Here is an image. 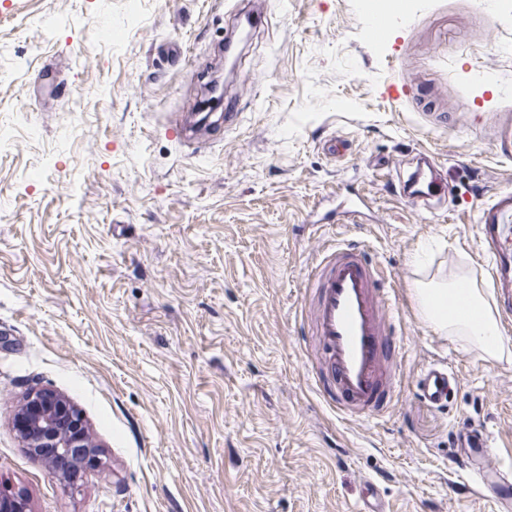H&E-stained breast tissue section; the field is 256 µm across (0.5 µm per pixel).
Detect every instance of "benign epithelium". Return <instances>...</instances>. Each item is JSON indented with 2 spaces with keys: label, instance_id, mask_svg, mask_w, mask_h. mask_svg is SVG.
<instances>
[{
  "label": "benign epithelium",
  "instance_id": "obj_1",
  "mask_svg": "<svg viewBox=\"0 0 512 512\" xmlns=\"http://www.w3.org/2000/svg\"><path fill=\"white\" fill-rule=\"evenodd\" d=\"M14 427L34 451L49 448L68 451L73 464L66 474L72 479L94 455L81 413L67 398L56 393L37 391L28 395L16 415ZM0 512H30L26 494L9 489L1 492Z\"/></svg>",
  "mask_w": 512,
  "mask_h": 512
}]
</instances>
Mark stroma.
I'll return each mask as SVG.
<instances>
[{
	"instance_id": "obj_1",
	"label": "stroma",
	"mask_w": 512,
	"mask_h": 512,
	"mask_svg": "<svg viewBox=\"0 0 512 512\" xmlns=\"http://www.w3.org/2000/svg\"><path fill=\"white\" fill-rule=\"evenodd\" d=\"M260 2L224 93L236 126L182 144L166 131L197 108L226 0H0V491L31 512H356L370 480L387 512H503L512 360L434 331L413 289L493 288L479 225L512 191V0ZM421 151L447 205L393 187ZM353 193L361 216L319 227ZM333 239L368 242L395 289L401 387L377 419L313 387L304 281ZM437 361L443 410L413 393ZM33 390L85 420L100 462L77 481L14 428ZM477 429L494 455L452 471Z\"/></svg>"
}]
</instances>
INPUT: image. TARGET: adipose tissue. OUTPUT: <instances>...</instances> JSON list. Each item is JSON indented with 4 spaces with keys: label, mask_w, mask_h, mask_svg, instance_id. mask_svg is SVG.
<instances>
[{
    "label": "adipose tissue",
    "mask_w": 512,
    "mask_h": 512,
    "mask_svg": "<svg viewBox=\"0 0 512 512\" xmlns=\"http://www.w3.org/2000/svg\"><path fill=\"white\" fill-rule=\"evenodd\" d=\"M416 294L422 316L434 330L462 337L489 359L512 355L492 302L474 281L458 275L447 282H420Z\"/></svg>",
    "instance_id": "adipose-tissue-1"
}]
</instances>
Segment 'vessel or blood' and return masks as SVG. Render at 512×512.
I'll use <instances>...</instances> for the list:
<instances>
[{
	"mask_svg": "<svg viewBox=\"0 0 512 512\" xmlns=\"http://www.w3.org/2000/svg\"><path fill=\"white\" fill-rule=\"evenodd\" d=\"M402 191L425 204L448 199L447 185L425 154L403 181ZM482 238L497 260L512 250L504 225H483ZM492 278L504 315L511 318L512 283L498 264ZM382 281V270L362 241L329 245L305 280L313 296L307 330L320 349L312 372L326 402L344 419L383 416L398 394L391 291ZM451 380L448 368L428 366L415 380L414 395L426 406L444 407Z\"/></svg>",
	"mask_w": 512,
	"mask_h": 512,
	"instance_id": "vessel-or-blood-1",
	"label": "vessel or blood"
}]
</instances>
